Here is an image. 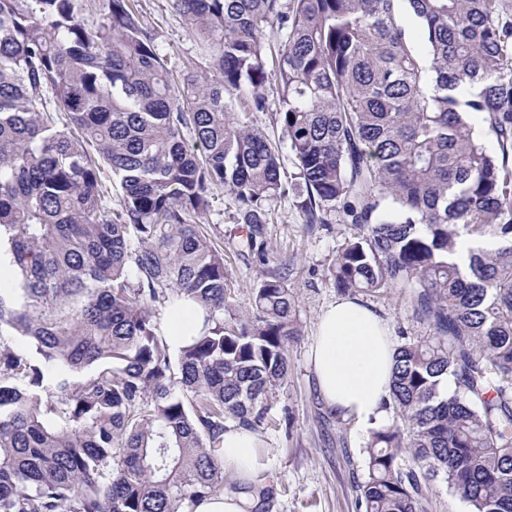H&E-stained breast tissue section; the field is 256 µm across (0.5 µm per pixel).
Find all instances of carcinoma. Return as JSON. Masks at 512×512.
I'll return each mask as SVG.
<instances>
[{"label": "carcinoma", "mask_w": 512, "mask_h": 512, "mask_svg": "<svg viewBox=\"0 0 512 512\" xmlns=\"http://www.w3.org/2000/svg\"><path fill=\"white\" fill-rule=\"evenodd\" d=\"M98 2L89 25L84 0H0V334L39 359L0 345V512H180L224 489V420L258 430L298 335L279 268L224 322V254L199 229L227 188L266 262L283 183L251 114L271 77L304 223L356 228L336 287L396 293L431 329L396 348L364 512H423L438 479L469 512H512V0H173L202 44L179 80L135 0ZM464 232L500 245L462 268ZM178 299L205 317L176 353L152 304Z\"/></svg>", "instance_id": "1"}]
</instances>
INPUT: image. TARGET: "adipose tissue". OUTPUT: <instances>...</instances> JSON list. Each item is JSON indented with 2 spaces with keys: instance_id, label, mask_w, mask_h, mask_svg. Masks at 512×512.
<instances>
[{
  "instance_id": "ef3b65f1",
  "label": "adipose tissue",
  "mask_w": 512,
  "mask_h": 512,
  "mask_svg": "<svg viewBox=\"0 0 512 512\" xmlns=\"http://www.w3.org/2000/svg\"><path fill=\"white\" fill-rule=\"evenodd\" d=\"M204 322L203 310L182 300L167 304L161 332L171 349L190 344ZM395 343L388 324L361 303L341 298L322 313L310 358L325 404L360 423L385 418L383 403L391 386ZM258 435L228 427L215 453L238 479L250 478L258 466ZM257 498L249 490H224L187 506L186 512H254Z\"/></svg>"
}]
</instances>
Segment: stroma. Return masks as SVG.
<instances>
[{"label":"stroma","instance_id":"obj_1","mask_svg":"<svg viewBox=\"0 0 512 512\" xmlns=\"http://www.w3.org/2000/svg\"><path fill=\"white\" fill-rule=\"evenodd\" d=\"M137 7L168 70L181 73L196 60L199 48L172 0H137ZM263 93L267 109L252 119L277 143L286 185L285 193L271 204L263 235L265 261H258L250 251L247 228L238 222V204L225 188L215 189L213 207L200 224L201 232L224 253L230 314L252 312L254 288L266 269L290 268L288 283L299 334L288 346V376L266 402L268 410L258 429L262 467L253 485L270 490L269 512H364L356 486L366 478L364 449L371 426L342 419L325 406L310 363L319 317L342 296L331 269L353 227L336 211L330 213L328 223L304 224L297 207L303 188L281 127L274 121L279 109L276 82L267 81ZM356 298L388 323L395 344L430 333L428 324L396 297L360 292Z\"/></svg>","mask_w":512,"mask_h":512}]
</instances>
